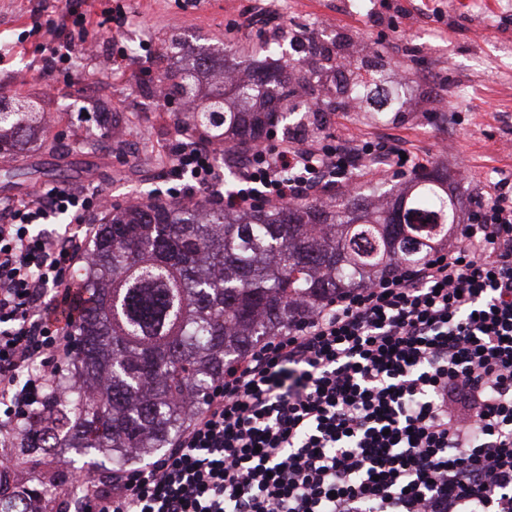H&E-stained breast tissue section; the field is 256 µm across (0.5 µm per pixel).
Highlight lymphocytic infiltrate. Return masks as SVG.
Instances as JSON below:
<instances>
[{
	"mask_svg": "<svg viewBox=\"0 0 512 512\" xmlns=\"http://www.w3.org/2000/svg\"><path fill=\"white\" fill-rule=\"evenodd\" d=\"M228 187L201 139L172 157L196 188L244 210L348 186L356 162L396 172L382 141L248 148ZM88 190L0 200V430L40 403L68 359L57 312L92 234ZM76 512H512V179L489 185L459 239L343 290L224 375L172 448L87 487Z\"/></svg>",
	"mask_w": 512,
	"mask_h": 512,
	"instance_id": "1",
	"label": "lymphocytic infiltrate"
}]
</instances>
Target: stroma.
Returning a JSON list of instances; mask_svg holds the SVG:
<instances>
[{
	"label": "stroma",
	"instance_id": "obj_1",
	"mask_svg": "<svg viewBox=\"0 0 512 512\" xmlns=\"http://www.w3.org/2000/svg\"><path fill=\"white\" fill-rule=\"evenodd\" d=\"M0 0V96L33 103L46 120L43 142L0 159V198L52 189L99 190L113 205L166 196L164 166L178 148L168 112L150 94L157 61L178 68L173 44L210 53L216 65L246 67L267 47L292 56L294 41L335 45L337 62L357 47L361 73L405 85V102L382 122L338 107L320 128L295 102L288 135L321 145L395 138L421 165L448 172L457 220L500 171L512 172V0ZM84 25H76L78 16ZM125 64L109 54L129 39ZM8 453L23 482L59 488L37 512H63L62 495L85 459L67 450L31 456L23 434Z\"/></svg>",
	"mask_w": 512,
	"mask_h": 512
}]
</instances>
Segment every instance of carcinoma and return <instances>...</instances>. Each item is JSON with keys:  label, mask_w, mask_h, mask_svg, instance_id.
<instances>
[{"label": "carcinoma", "mask_w": 512, "mask_h": 512, "mask_svg": "<svg viewBox=\"0 0 512 512\" xmlns=\"http://www.w3.org/2000/svg\"><path fill=\"white\" fill-rule=\"evenodd\" d=\"M183 75L167 69L157 81L169 96L190 88L210 113L172 112L178 130L216 140L228 150L255 144L288 119L292 83L309 84L303 70L261 66L246 84L202 91L200 54L186 53ZM38 135L18 117L0 124V153ZM411 192L392 204L367 199L381 185L359 188L339 200L268 204L238 211L202 200L129 205L112 213L91 240L83 267L87 294L69 324L73 369L55 385L70 389L58 403L53 387L27 410L20 428L43 416L30 435L31 454H46L73 434L81 447L112 449V475L125 471L128 449L149 456L172 445L187 426L183 395L200 403L224 368L268 336L288 332L297 298L309 306L336 292L367 285L399 265H412L448 241L456 220L448 174L418 167ZM47 489L0 492V512H27L25 500Z\"/></svg>", "instance_id": "1"}]
</instances>
